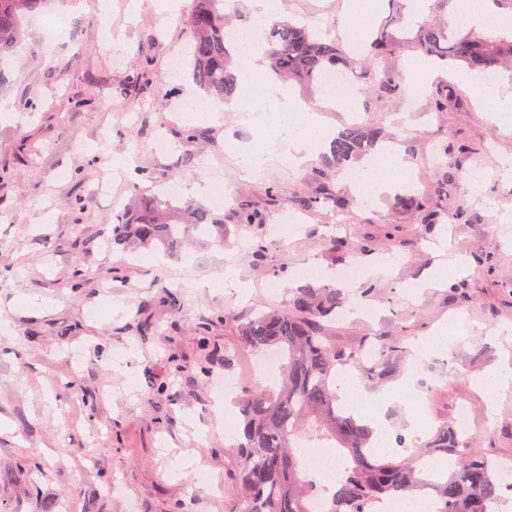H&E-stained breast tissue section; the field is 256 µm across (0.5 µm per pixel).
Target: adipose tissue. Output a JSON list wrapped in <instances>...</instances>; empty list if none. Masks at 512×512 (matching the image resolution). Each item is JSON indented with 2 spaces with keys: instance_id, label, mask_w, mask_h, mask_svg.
I'll list each match as a JSON object with an SVG mask.
<instances>
[{
  "instance_id": "adipose-tissue-1",
  "label": "adipose tissue",
  "mask_w": 512,
  "mask_h": 512,
  "mask_svg": "<svg viewBox=\"0 0 512 512\" xmlns=\"http://www.w3.org/2000/svg\"><path fill=\"white\" fill-rule=\"evenodd\" d=\"M279 6L280 0H254V25L246 38L245 51L256 62L251 69V81L259 88L257 95L238 107L240 125L250 129L258 141L257 146L237 150L238 163L249 176L261 173L282 148L288 150L294 164L307 161L311 154L325 149L329 134L317 113L258 64L265 47L263 28L277 14ZM408 167L403 157L396 156L389 158L387 167L366 168L361 172L357 191L374 200L401 191Z\"/></svg>"
}]
</instances>
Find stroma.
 Instances as JSON below:
<instances>
[{
    "label": "stroma",
    "mask_w": 512,
    "mask_h": 512,
    "mask_svg": "<svg viewBox=\"0 0 512 512\" xmlns=\"http://www.w3.org/2000/svg\"><path fill=\"white\" fill-rule=\"evenodd\" d=\"M73 2L50 0L28 15L21 39L0 56V100L16 108L0 121V321L8 325L0 333V512H36L64 498L72 512H232L237 416L210 403V388L221 375L236 379L240 395L270 384L235 336L237 321L256 305H284L308 267L336 273L389 252L399 263L362 277L368 297L345 285L356 313L325 326L348 351L400 343L380 374L366 363L353 369L367 412L384 415L394 441L407 436L412 418L401 386L427 396L432 431L469 403L472 451L512 466V391L494 399L480 384L489 373L512 372V177L501 173L512 158V120L489 123L492 99L459 80L449 81L448 110L439 115L427 111L430 79L416 100L401 97L378 112L353 105L358 121L381 122L388 145L412 162L415 193L433 192L440 179L423 160L427 143L478 147L454 178L466 215L419 224L390 195L356 199L343 215L313 209L305 201L319 183L315 160L276 162L246 179L230 146L251 136L235 114L193 121L191 104L202 95L189 71L168 77L172 56L190 43L181 18L189 0L174 17L146 4L134 17L129 0H112L107 41L98 0ZM342 3L281 0L280 15L333 34ZM58 13L68 17L60 33L48 25ZM135 75L140 83L128 87ZM124 157L151 184L179 182L183 199L222 212L251 203L266 222L225 223L223 243L211 234L190 239L174 259L160 247H109L110 203L130 196V174L115 168ZM214 169L224 174L229 203L190 192ZM271 185L273 200L265 194ZM258 238L267 245L260 262L250 254ZM334 239L339 249H331ZM459 256L472 268L464 290L429 287L439 264ZM229 264L245 294L208 288ZM172 291L182 296L180 310L166 302ZM107 302L111 317L92 318ZM443 328L446 348L414 358L412 346ZM208 345L236 352L234 365L214 363L201 374ZM389 390L393 398L377 403ZM202 474L221 490L197 492Z\"/></svg>",
    "instance_id": "35a3bbf8"
}]
</instances>
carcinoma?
I'll return each mask as SVG.
<instances>
[{"mask_svg": "<svg viewBox=\"0 0 512 512\" xmlns=\"http://www.w3.org/2000/svg\"><path fill=\"white\" fill-rule=\"evenodd\" d=\"M46 0H0V56L12 50L21 36V20L41 9ZM225 0H192L184 19L192 41L191 75L204 94L228 101L240 95L237 64L225 42L230 15ZM362 58L330 35L306 24L276 20L268 26L264 51L268 70L281 80L322 89L320 79L338 67L359 75L363 104L374 110L401 95L403 78L391 68H372L376 59L406 51L434 58L452 71L482 74L512 62V28L486 26L478 32L467 25L448 26L426 21L411 31L396 8L364 37ZM430 111H448V82L438 84L429 101ZM381 137L373 123H354L336 132L319 163L329 172L349 168L372 153ZM438 169L476 153L461 143L438 145ZM131 207L112 226V242L151 248L162 245L175 257L190 231L224 227V216L195 203L179 208L160 193L140 188ZM448 178L433 196L406 194L396 205L414 212L422 224H436L448 211ZM335 213L353 206L346 194L323 189L305 200ZM232 217L240 224H262L264 214L243 204ZM349 298L330 285L308 283L295 289L288 305L259 310L237 325L240 343L254 352L278 351L282 358L278 388L246 393L240 407L234 463L238 486L235 512H311L317 487L307 475L295 445L299 436L328 441L341 458V472L328 494L327 512H369L375 501L418 492L433 497L436 512H499L509 489L496 478L499 462L470 451L469 438L454 424L439 426L413 457L382 455L375 448V428L349 412L336 392L340 370L361 363V353H345L325 335L322 322L336 317Z\"/></svg>", "mask_w": 512, "mask_h": 512, "instance_id": "carcinoma-1", "label": "carcinoma"}]
</instances>
